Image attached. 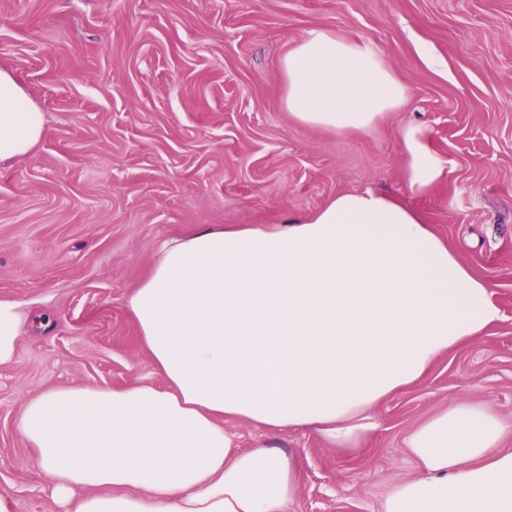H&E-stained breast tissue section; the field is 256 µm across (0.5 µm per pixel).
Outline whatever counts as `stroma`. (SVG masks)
Here are the masks:
<instances>
[{"mask_svg": "<svg viewBox=\"0 0 512 512\" xmlns=\"http://www.w3.org/2000/svg\"><path fill=\"white\" fill-rule=\"evenodd\" d=\"M368 42L406 80L365 134L298 124L280 60L312 28ZM0 69L47 133L0 165V295L47 313L0 367V499L60 512L16 423L59 386L162 385L126 311L158 244L200 224H280L373 188L418 211L492 287L503 318L376 409L352 452L282 441L303 481L286 512H380L419 475L407 435L456 403L512 423V0H0ZM427 127L451 174L404 179L398 132Z\"/></svg>", "mask_w": 512, "mask_h": 512, "instance_id": "stroma-1", "label": "stroma"}]
</instances>
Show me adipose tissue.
I'll return each instance as SVG.
<instances>
[{
	"label": "adipose tissue",
	"instance_id": "1",
	"mask_svg": "<svg viewBox=\"0 0 512 512\" xmlns=\"http://www.w3.org/2000/svg\"><path fill=\"white\" fill-rule=\"evenodd\" d=\"M280 70L284 110L337 133L370 131L408 95L380 51L325 28ZM45 134L0 69V163ZM399 142L413 192L447 181L422 126L405 125ZM126 307L165 388H55L18 418L64 512H285L301 470L280 435L361 447L378 404L502 318L490 284L418 212L373 189L285 224H202L164 241ZM32 328L28 303L0 297V366ZM229 419L268 437L239 449ZM511 434L482 406L436 412L405 441L422 476L395 482L383 512H512Z\"/></svg>",
	"mask_w": 512,
	"mask_h": 512
}]
</instances>
